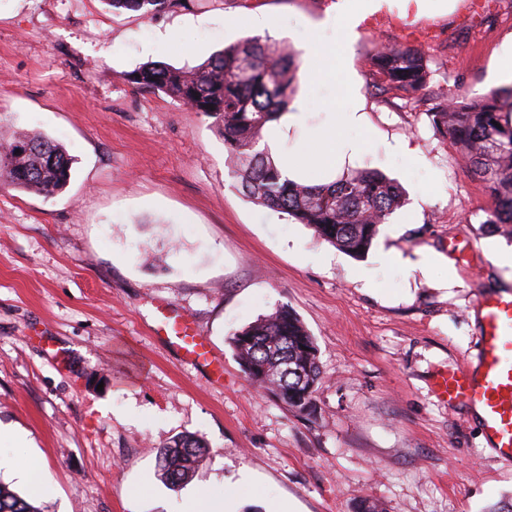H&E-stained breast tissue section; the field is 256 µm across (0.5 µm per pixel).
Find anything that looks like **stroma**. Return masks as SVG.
<instances>
[{
	"mask_svg": "<svg viewBox=\"0 0 512 512\" xmlns=\"http://www.w3.org/2000/svg\"><path fill=\"white\" fill-rule=\"evenodd\" d=\"M337 2L190 0L145 17L104 0H0V122L48 135L74 160L55 196L0 189V423L25 435L0 455L31 468L26 482L1 469L0 482L41 512H178L191 494L232 495L233 512L512 501V463L488 451L468 407L433 392L438 373L476 357L478 298L512 292L496 259L512 224L487 223L490 197L427 115L440 92L497 87L512 0H385L352 33ZM256 14L273 44L320 61L297 85L307 122L283 151L322 137L327 112L359 98L356 167L406 192L364 258L243 196L211 118L124 78L147 62L196 66L251 37ZM391 45L422 50L428 94L383 82L369 58ZM434 253L451 266L418 267ZM279 306L319 349L311 421L251 386L229 343ZM168 308L192 322L214 367L167 343ZM186 433L209 455L171 489L157 452Z\"/></svg>",
	"mask_w": 512,
	"mask_h": 512,
	"instance_id": "35a3bbf8",
	"label": "stroma"
}]
</instances>
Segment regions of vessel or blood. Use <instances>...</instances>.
Listing matches in <instances>:
<instances>
[{
  "label": "vessel or blood",
  "mask_w": 512,
  "mask_h": 512,
  "mask_svg": "<svg viewBox=\"0 0 512 512\" xmlns=\"http://www.w3.org/2000/svg\"><path fill=\"white\" fill-rule=\"evenodd\" d=\"M477 308L482 332L476 360L441 374L435 394L473 409L492 450L508 462L512 460V293L483 295ZM165 334L184 359L207 360L203 340L183 315L170 316Z\"/></svg>",
  "instance_id": "vessel-or-blood-1"
}]
</instances>
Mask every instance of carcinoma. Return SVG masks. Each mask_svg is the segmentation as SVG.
<instances>
[{
  "label": "carcinoma",
  "mask_w": 512,
  "mask_h": 512,
  "mask_svg": "<svg viewBox=\"0 0 512 512\" xmlns=\"http://www.w3.org/2000/svg\"><path fill=\"white\" fill-rule=\"evenodd\" d=\"M114 9L148 16L188 5L186 0H104ZM377 73L391 87L417 95L430 75L423 53L396 46L379 50ZM299 62L260 38H247L216 52L194 67L151 62L125 74L146 91H161L195 112L214 119L224 147L234 160L233 178L242 193L265 207L285 213L341 251L364 256L379 228L405 203L400 184L377 170L346 173L327 184L282 177L259 148L261 131L278 120L294 93ZM429 113L436 132L451 139L458 156L484 184L494 202L488 224H512V96L491 90L460 103L452 93ZM72 158L48 136L14 134L0 143V188L60 193L71 179ZM230 344L250 383L270 391L287 408L311 417L320 378L314 338L297 315L281 306L233 333ZM206 456V444L183 434L158 455L159 476L170 488L188 482ZM0 512H41L27 498L0 483Z\"/></svg>",
  "instance_id": "carcinoma-1"
}]
</instances>
